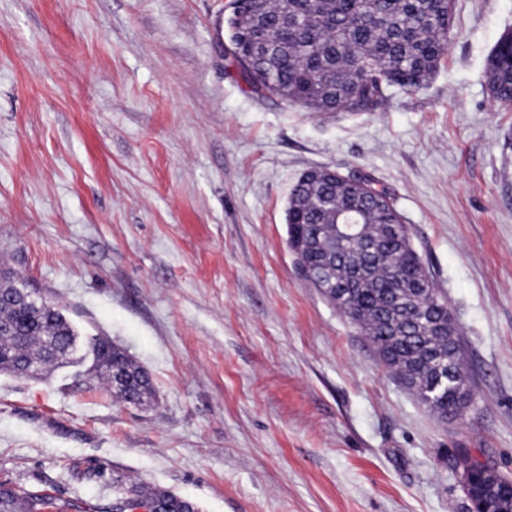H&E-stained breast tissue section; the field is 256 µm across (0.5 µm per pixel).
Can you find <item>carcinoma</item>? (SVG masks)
I'll list each match as a JSON object with an SVG mask.
<instances>
[{
  "mask_svg": "<svg viewBox=\"0 0 512 512\" xmlns=\"http://www.w3.org/2000/svg\"><path fill=\"white\" fill-rule=\"evenodd\" d=\"M454 0H247L224 19L232 58L253 92L317 112H374L392 91L423 88L448 53ZM487 87L496 104L512 107V31L486 60ZM350 218L375 245L368 254L343 234ZM287 246L303 268L323 273L328 285L353 281L344 298L327 297L370 341L385 367L442 418L461 416L471 389L455 323L445 329L417 322L423 309L445 317L447 301L412 246L408 229L380 193L325 169L304 172L291 191ZM20 277L0 274V370L31 378L69 362L76 333L53 303L31 308L9 300ZM95 366L81 384H103L124 403L153 395L151 375L122 348L98 340ZM465 494L490 512H512V486L480 464ZM151 503L159 512H196L159 488L139 486L116 498ZM48 489L0 483V512H68Z\"/></svg>",
  "mask_w": 512,
  "mask_h": 512,
  "instance_id": "obj_1",
  "label": "carcinoma"
}]
</instances>
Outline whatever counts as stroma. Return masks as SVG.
<instances>
[{
  "mask_svg": "<svg viewBox=\"0 0 512 512\" xmlns=\"http://www.w3.org/2000/svg\"><path fill=\"white\" fill-rule=\"evenodd\" d=\"M228 0H0V271L78 333L69 364L0 371V483L109 512L143 483L198 512H475L460 455L512 477V109L485 61L512 0H455L426 88L381 110L257 97ZM385 189L459 325L472 401L435 416L299 274L308 169ZM151 375L80 386L94 339Z\"/></svg>",
  "mask_w": 512,
  "mask_h": 512,
  "instance_id": "stroma-1",
  "label": "stroma"
}]
</instances>
